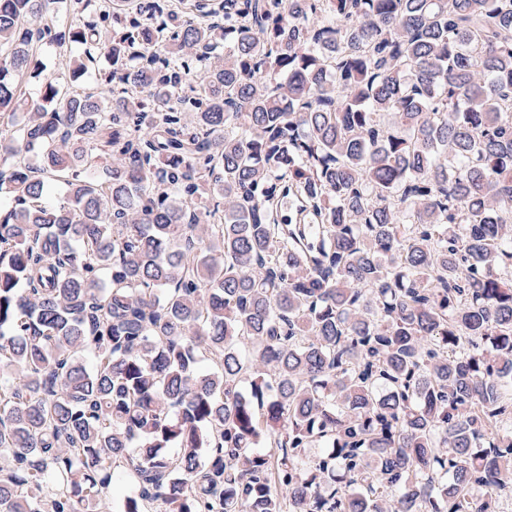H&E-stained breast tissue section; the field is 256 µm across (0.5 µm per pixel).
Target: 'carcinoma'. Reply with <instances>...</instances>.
Here are the masks:
<instances>
[{"instance_id":"1","label":"carcinoma","mask_w":512,"mask_h":512,"mask_svg":"<svg viewBox=\"0 0 512 512\" xmlns=\"http://www.w3.org/2000/svg\"><path fill=\"white\" fill-rule=\"evenodd\" d=\"M57 2L0 0V512L511 508L512 0ZM36 60L44 73H66L68 75V61L58 50L45 48L37 54Z\"/></svg>"}]
</instances>
